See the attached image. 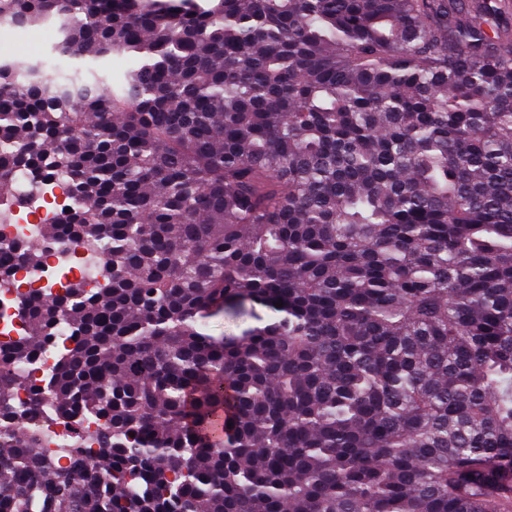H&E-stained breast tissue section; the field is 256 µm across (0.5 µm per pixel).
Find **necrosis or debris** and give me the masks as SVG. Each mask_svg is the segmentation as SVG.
I'll use <instances>...</instances> for the list:
<instances>
[{
    "label": "necrosis or debris",
    "instance_id": "4bbe7bcc",
    "mask_svg": "<svg viewBox=\"0 0 512 512\" xmlns=\"http://www.w3.org/2000/svg\"><path fill=\"white\" fill-rule=\"evenodd\" d=\"M14 190L15 202L0 213V258L7 260L14 270L18 289L41 295L59 293L73 284L95 288L100 261L93 250L76 248L66 238L48 241L43 237L45 225L55 223L62 205L69 201L66 182L55 178L36 179L24 171L15 176ZM33 243L41 246L40 263L31 266L17 261V254ZM62 341L61 335H54L33 361L22 364L25 387L19 390V399H26L28 391L41 387L53 373ZM0 423L41 432L51 441L60 466H67L66 449L73 437L69 421L48 425L40 413L34 412L15 418L4 414Z\"/></svg>",
    "mask_w": 512,
    "mask_h": 512
}]
</instances>
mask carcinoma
<instances>
[{
    "mask_svg": "<svg viewBox=\"0 0 512 512\" xmlns=\"http://www.w3.org/2000/svg\"><path fill=\"white\" fill-rule=\"evenodd\" d=\"M54 15L0 187L66 180L100 281L22 298L0 409L99 428L0 430V512H512V0H0ZM254 325H257V322L252 318H235L226 314L224 315V320H222V318L213 320L211 328L214 335H220L222 331H224V333L240 334L243 329ZM53 334V339L44 345L33 361L20 366V371L24 373L26 390L18 391L17 399L19 401L27 398V390L41 387L45 378L53 373L57 366V352L66 336H61V333L55 329ZM0 423L1 425L41 432L53 443L51 444L52 448H46V450L54 452L57 455L61 467H67L68 458L64 448H69L73 437V429L69 421L60 420L51 425H46L41 414L34 412L15 418L2 414L0 416Z\"/></svg>",
    "mask_w": 512,
    "mask_h": 512,
    "instance_id": "obj_1",
    "label": "carcinoma"
}]
</instances>
